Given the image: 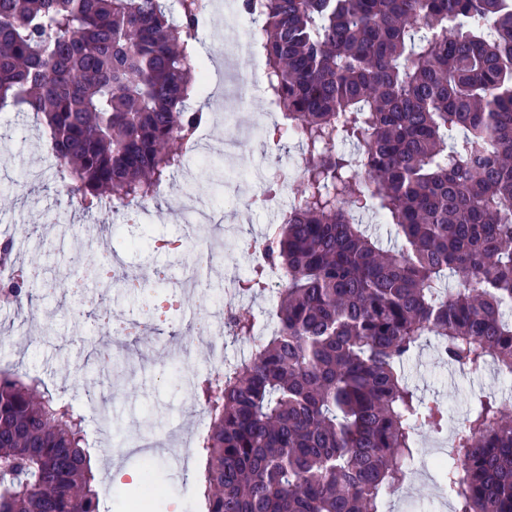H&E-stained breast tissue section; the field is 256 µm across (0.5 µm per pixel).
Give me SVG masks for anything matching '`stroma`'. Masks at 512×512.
Instances as JSON below:
<instances>
[{"label":"stroma","instance_id":"stroma-1","mask_svg":"<svg viewBox=\"0 0 512 512\" xmlns=\"http://www.w3.org/2000/svg\"><path fill=\"white\" fill-rule=\"evenodd\" d=\"M225 42L224 14H208L200 34V59L205 63L209 82L206 97L214 116L212 126L220 127L225 140L238 135V123L271 124L269 105L262 89H253L241 106L237 120H221L217 111L223 97V58L215 54L216 47ZM42 131L31 118L13 110L0 111V224L14 229L18 267L33 276L35 282L58 277L60 273L78 275L89 257L71 251L67 238L61 237L60 225H97L103 222L124 223V212L107 213L72 207L61 190L54 171L45 167L46 151L40 145ZM300 151L294 140L280 138L273 149L262 142L245 146L236 165L237 172L259 171L270 176L287 169L289 162L298 159ZM224 169V152L220 149L200 157H186L184 171L178 172L167 184L165 192L149 202L146 210L137 212L136 224L129 232L181 233L183 222L179 208L187 194H194L216 213L224 217L229 230L225 246L232 251V266H209L201 247L174 258L153 255L140 249H128L123 254L127 272L151 277L156 272L180 274L194 267L204 281L214 287V294L225 307L237 304L227 289L233 268L246 266L248 258L239 252L238 243L259 233L269 221L260 208L239 211L225 202L224 191L213 186L216 174ZM88 299L78 302L64 292L36 291L32 304L23 308L0 304V347L8 358L20 361L23 372L36 375L54 390L63 392V401L77 412H84L88 393L109 398L112 430L98 439L91 448V464L99 476L109 469L139 470L143 467L140 455L126 454L125 449L140 434L151 433L156 444L166 443L173 423L184 428L195 424L193 397L187 385L165 371L163 360L152 359L150 352L129 346L125 355L131 364H145L146 370L134 377L117 372L113 378L99 376L85 368L86 347L90 341H106L110 335L104 329H92L87 318L92 312V299L105 297L112 313L139 314L138 297L88 286ZM408 381L427 401L436 399L447 405L451 422L464 415L471 393L478 391L499 394L505 411L512 416V385L493 370L472 377L446 365L440 358L434 341H427L416 350L404 365ZM447 437L420 436V454L416 461L423 475L409 484L402 495L388 496L384 512H439L437 493L439 478L430 463V451L447 444ZM153 489L148 497L152 512H198L201 500L200 460H193L187 475H179L170 466L165 452H155Z\"/></svg>","mask_w":512,"mask_h":512}]
</instances>
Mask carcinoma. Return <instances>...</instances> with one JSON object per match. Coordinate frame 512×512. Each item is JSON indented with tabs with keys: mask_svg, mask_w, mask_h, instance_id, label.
<instances>
[{
	"mask_svg": "<svg viewBox=\"0 0 512 512\" xmlns=\"http://www.w3.org/2000/svg\"><path fill=\"white\" fill-rule=\"evenodd\" d=\"M261 17L266 97L305 155L293 209L237 284L283 279L273 329L198 383L203 512H383L447 430L409 385L433 337L471 376L512 380V0H239ZM205 0H0V108L44 126L69 202L152 199L208 123L196 33ZM348 141L356 152L336 146ZM394 227L389 251L357 213ZM101 284L97 264L70 293ZM31 302L28 277L0 286ZM104 376L124 368L109 353ZM438 475L454 512H512V417L475 392ZM0 512H100L82 415L0 369Z\"/></svg>",
	"mask_w": 512,
	"mask_h": 512,
	"instance_id": "1",
	"label": "carcinoma"
}]
</instances>
